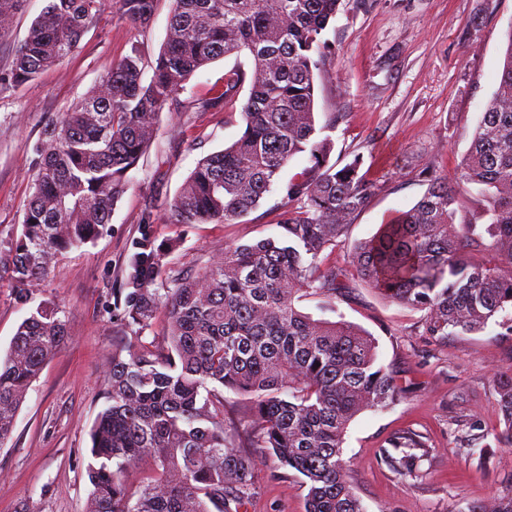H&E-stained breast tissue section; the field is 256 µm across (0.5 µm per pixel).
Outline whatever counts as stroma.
Wrapping results in <instances>:
<instances>
[{
    "label": "stroma",
    "instance_id": "35a3bbf8",
    "mask_svg": "<svg viewBox=\"0 0 512 512\" xmlns=\"http://www.w3.org/2000/svg\"><path fill=\"white\" fill-rule=\"evenodd\" d=\"M48 0H24L0 37V67L23 42ZM170 0H156L146 27L130 23L117 0H104L76 53L17 90L0 94V354H6L32 303L16 299L7 274L8 241L21 231L31 168L47 125L67 111L99 76L139 46L154 62L166 31ZM512 28V0H341L323 34L327 45L316 75L319 122L335 118L329 163L361 157L362 173L379 185L351 221L346 243L323 253L342 262L349 245L413 206L431 168L460 186V161L485 104L497 88ZM251 57L231 52L193 75L179 99L185 109L162 112L156 137L117 202L107 232L70 251L37 285L33 301L61 308L67 341L30 388L12 440L0 447V512H84L90 431L105 406L104 375L113 349L162 341L166 316L135 334L108 309L119 287L144 211L158 239L174 238L176 271L193 275L231 243L274 235L287 209V183L308 157L294 159L260 206L231 224H173L170 204L197 161L236 140L244 96L232 109L211 106L224 76L250 69ZM335 305L346 320L371 333L381 363L396 372L407 394L392 408L366 411L350 424L346 474L366 512H470L512 487V447L494 440L502 428L497 375H512V310L485 331L439 341L422 315L390 302L360 281ZM420 434L414 474L388 468L381 452L402 432ZM261 465L249 512H305L294 481L272 479Z\"/></svg>",
    "mask_w": 512,
    "mask_h": 512
}]
</instances>
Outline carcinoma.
<instances>
[{
    "label": "carcinoma",
    "instance_id": "carcinoma-1",
    "mask_svg": "<svg viewBox=\"0 0 512 512\" xmlns=\"http://www.w3.org/2000/svg\"><path fill=\"white\" fill-rule=\"evenodd\" d=\"M24 0H0V38ZM155 0H120L134 25L149 24ZM340 0H171L166 37L144 80L133 49L45 130L32 167L22 231L8 249L11 286L22 301L46 279L58 256L103 234L112 210L155 139L160 113L177 102L196 72L224 54L247 52L251 70L224 78V103L243 87L241 135L198 160L170 204L174 224H223L256 209L299 155L311 166L286 187L278 233L233 244L195 277L168 258L178 241H157L151 212L112 292V311L131 328L168 318L164 346L139 343L112 352L104 375L105 407L90 432L92 489L85 512H248L259 465L296 479L305 512H364L343 461L350 423L363 411L392 407L404 394L379 361L377 340L353 323L318 319L296 306L303 295L333 301L354 271L392 302L423 313L425 332H483L512 308V27L498 87L475 126L461 164L463 184L485 201L456 221L459 193L428 174L408 210L358 242L342 265L322 267L352 217L378 185L361 161L330 165L332 117L317 126L315 70L322 34ZM101 0H49L11 64L0 92L35 80L73 55ZM66 340V320L42 301L0 357V447L45 363ZM247 400L245 438L230 430L224 390ZM498 405L512 445V377L499 378ZM422 436L389 440L383 461L413 472ZM148 469L138 486L130 475Z\"/></svg>",
    "mask_w": 512,
    "mask_h": 512
}]
</instances>
